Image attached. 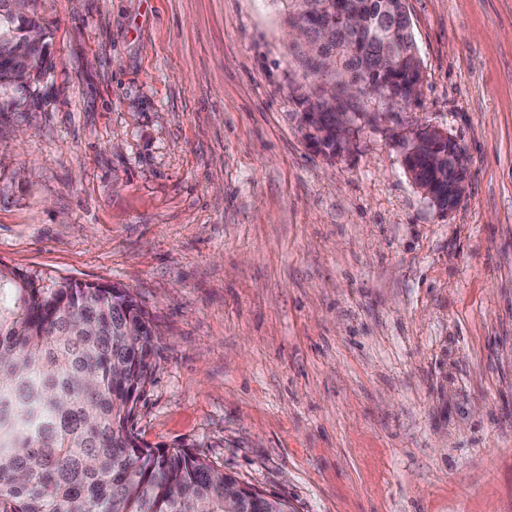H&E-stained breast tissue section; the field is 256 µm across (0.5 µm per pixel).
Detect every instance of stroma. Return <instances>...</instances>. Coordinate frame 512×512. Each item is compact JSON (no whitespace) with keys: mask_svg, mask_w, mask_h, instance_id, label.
<instances>
[{"mask_svg":"<svg viewBox=\"0 0 512 512\" xmlns=\"http://www.w3.org/2000/svg\"><path fill=\"white\" fill-rule=\"evenodd\" d=\"M419 99L304 138L281 0H30L0 94V263L160 329L134 431L288 512H512V0H406ZM461 145L439 212L403 167ZM405 150L408 156H423L429 165L435 170L436 179L448 186V201L441 202L431 186H417L422 194L440 211L448 212L453 210L461 201L468 177V171L464 160V154L457 143L445 131L435 127H421L412 133V136ZM423 157H417L409 167L414 172V179L417 183L430 184L435 180L434 172L428 167ZM453 162L457 172V179L448 184L452 178V172L448 170V164ZM445 166V167H444ZM443 169V175L440 170ZM417 170V172H415Z\"/></svg>","mask_w":512,"mask_h":512,"instance_id":"35a3bbf8","label":"stroma"}]
</instances>
